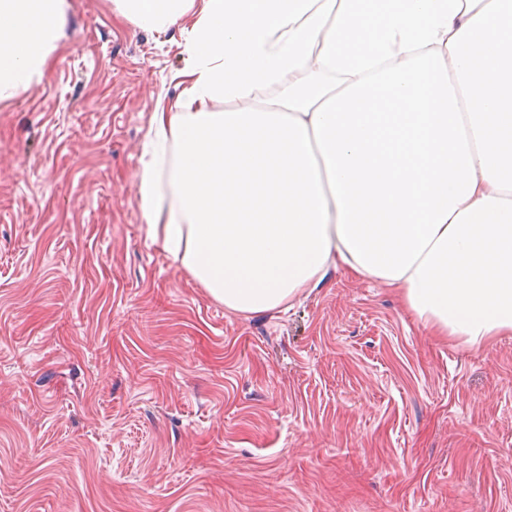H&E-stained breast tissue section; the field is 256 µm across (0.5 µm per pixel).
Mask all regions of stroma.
Listing matches in <instances>:
<instances>
[{
	"label": "stroma",
	"instance_id": "35a3bbf8",
	"mask_svg": "<svg viewBox=\"0 0 512 512\" xmlns=\"http://www.w3.org/2000/svg\"><path fill=\"white\" fill-rule=\"evenodd\" d=\"M185 44L69 0L0 99V512H512V335L442 341L340 271L245 316L148 238Z\"/></svg>",
	"mask_w": 512,
	"mask_h": 512
}]
</instances>
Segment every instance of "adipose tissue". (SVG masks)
Here are the masks:
<instances>
[{
	"label": "adipose tissue",
	"mask_w": 512,
	"mask_h": 512,
	"mask_svg": "<svg viewBox=\"0 0 512 512\" xmlns=\"http://www.w3.org/2000/svg\"><path fill=\"white\" fill-rule=\"evenodd\" d=\"M113 4L190 22L140 193L215 300L270 312L342 268L441 339L512 334V0ZM67 9L0 0L1 99L42 82Z\"/></svg>",
	"instance_id": "1"
}]
</instances>
